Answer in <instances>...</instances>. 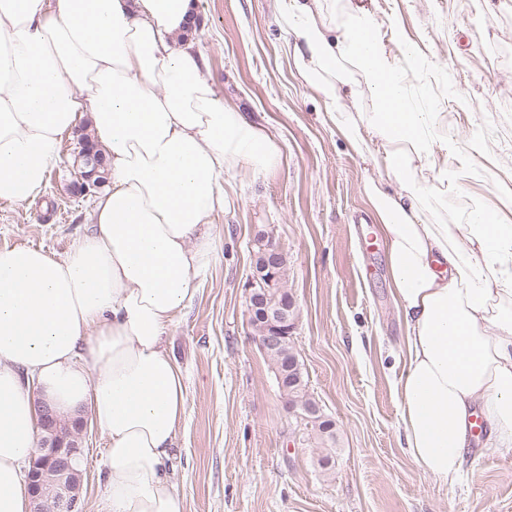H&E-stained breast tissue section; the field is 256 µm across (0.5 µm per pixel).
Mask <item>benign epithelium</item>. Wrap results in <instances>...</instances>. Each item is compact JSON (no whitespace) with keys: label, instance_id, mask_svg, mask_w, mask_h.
Returning a JSON list of instances; mask_svg holds the SVG:
<instances>
[{"label":"benign epithelium","instance_id":"obj_1","mask_svg":"<svg viewBox=\"0 0 512 512\" xmlns=\"http://www.w3.org/2000/svg\"><path fill=\"white\" fill-rule=\"evenodd\" d=\"M264 254L263 266L253 271L247 283L248 311L250 320L265 327L258 337L261 349L268 355L276 353L283 342L291 337L295 322L288 319V311L296 308V300L290 293L277 307L268 300V289L259 287L261 281L272 282L273 271L281 251L273 240L264 237L259 242ZM288 411L297 419L316 423L325 432L334 429V423L325 419L320 409L308 406L298 410L295 403H287ZM42 436L35 449L28 473L32 497V512H83L81 481L83 471L75 465L85 456L82 438L85 424L82 419L70 428L66 437L57 434V413L48 407L41 410Z\"/></svg>","mask_w":512,"mask_h":512}]
</instances>
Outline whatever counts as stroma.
I'll return each mask as SVG.
<instances>
[{
	"instance_id": "1",
	"label": "stroma",
	"mask_w": 512,
	"mask_h": 512,
	"mask_svg": "<svg viewBox=\"0 0 512 512\" xmlns=\"http://www.w3.org/2000/svg\"><path fill=\"white\" fill-rule=\"evenodd\" d=\"M391 48L409 44L410 101L459 140L481 133L486 181L450 194L449 218L482 196L512 225V0H364ZM279 0H199L195 33L217 93L276 140L280 166L224 176L228 205L214 218L215 259L164 346L188 400L170 475L183 512H512V448L466 454L462 481L443 487L405 448L396 382L406 326L391 294L386 244L361 186L373 161L349 149L323 99L298 75ZM64 134L42 195L0 203V247L66 256L90 224L97 189L75 192L80 136ZM272 237L297 300L292 346L307 389L335 425L334 464L299 429L274 364L250 325L252 243ZM84 512H106L108 438L83 439Z\"/></svg>"
}]
</instances>
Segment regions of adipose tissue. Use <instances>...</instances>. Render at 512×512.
<instances>
[{"label": "adipose tissue", "mask_w": 512, "mask_h": 512, "mask_svg": "<svg viewBox=\"0 0 512 512\" xmlns=\"http://www.w3.org/2000/svg\"><path fill=\"white\" fill-rule=\"evenodd\" d=\"M295 65L351 150L377 177L362 194L385 239L406 327L398 390L410 454L455 485L475 440L512 447V225L480 201L448 218V190L474 168L438 161L465 149L408 101L393 55L362 6L332 33L323 0H280ZM193 0H0V203L47 185L61 137L88 119L109 188L69 254L0 248V512H30L24 468L41 406L90 415L107 436L109 512H182L169 476L187 409L181 368L162 348L215 258L210 231L224 175H261L279 145L218 95L190 34ZM368 91L355 112L343 91ZM436 167L437 185L414 163Z\"/></svg>", "instance_id": "1"}]
</instances>
